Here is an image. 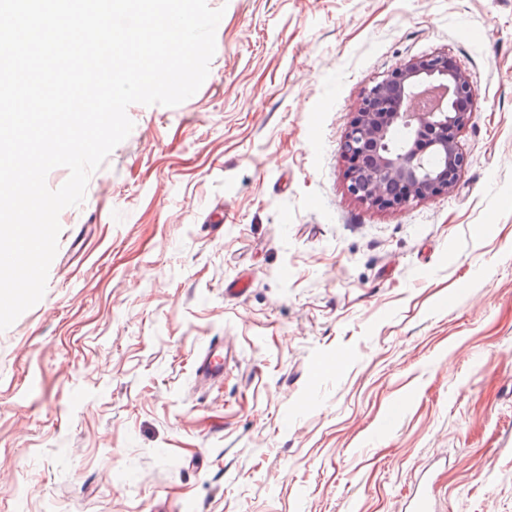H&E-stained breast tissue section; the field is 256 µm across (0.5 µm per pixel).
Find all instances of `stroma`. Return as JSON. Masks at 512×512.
<instances>
[{"label":"stroma","mask_w":512,"mask_h":512,"mask_svg":"<svg viewBox=\"0 0 512 512\" xmlns=\"http://www.w3.org/2000/svg\"><path fill=\"white\" fill-rule=\"evenodd\" d=\"M207 2V81L128 107L0 332V512H512V0ZM440 54L466 168L355 198L363 94ZM228 351L224 352L222 340L210 341L206 349L195 361V376L200 384L219 379L224 375V358Z\"/></svg>","instance_id":"35a3bbf8"}]
</instances>
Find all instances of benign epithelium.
<instances>
[{
    "label": "benign epithelium",
    "instance_id": "benign-epithelium-1",
    "mask_svg": "<svg viewBox=\"0 0 512 512\" xmlns=\"http://www.w3.org/2000/svg\"><path fill=\"white\" fill-rule=\"evenodd\" d=\"M475 88L448 57L413 60L368 89L345 134L348 191L399 209L449 190L468 163L458 134Z\"/></svg>",
    "mask_w": 512,
    "mask_h": 512
}]
</instances>
